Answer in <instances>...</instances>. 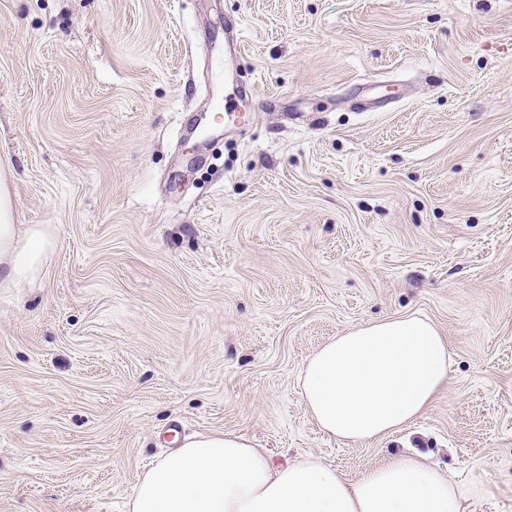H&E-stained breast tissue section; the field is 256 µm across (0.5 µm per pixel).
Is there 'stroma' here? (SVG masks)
<instances>
[{"label":"stroma","instance_id":"stroma-1","mask_svg":"<svg viewBox=\"0 0 512 512\" xmlns=\"http://www.w3.org/2000/svg\"><path fill=\"white\" fill-rule=\"evenodd\" d=\"M0 171L56 227L0 285V512H128L213 431L353 480L411 444L512 512V0H0ZM404 314L448 341L434 404L324 435L304 361Z\"/></svg>","mask_w":512,"mask_h":512}]
</instances>
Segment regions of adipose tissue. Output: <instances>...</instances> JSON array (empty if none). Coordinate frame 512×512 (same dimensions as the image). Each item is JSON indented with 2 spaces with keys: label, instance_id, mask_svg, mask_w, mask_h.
I'll use <instances>...</instances> for the list:
<instances>
[{
  "label": "adipose tissue",
  "instance_id": "1",
  "mask_svg": "<svg viewBox=\"0 0 512 512\" xmlns=\"http://www.w3.org/2000/svg\"><path fill=\"white\" fill-rule=\"evenodd\" d=\"M55 246L50 224L18 225L0 175V285L34 282ZM448 342L429 319L401 315L328 339L307 359L300 396L316 426L347 443L404 431L448 378ZM465 493L419 453L351 480L310 456L274 466L235 432L182 439L140 478L130 512H463Z\"/></svg>",
  "mask_w": 512,
  "mask_h": 512
}]
</instances>
